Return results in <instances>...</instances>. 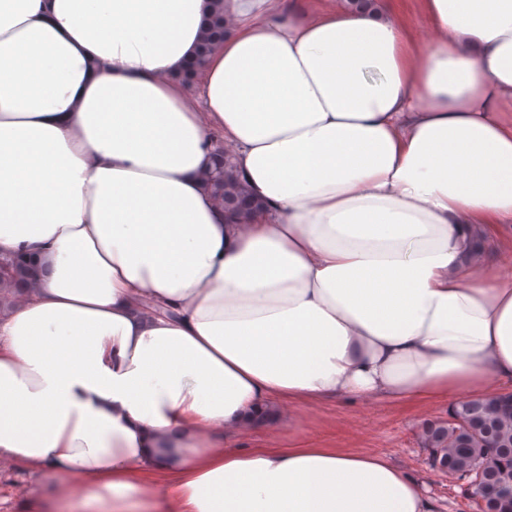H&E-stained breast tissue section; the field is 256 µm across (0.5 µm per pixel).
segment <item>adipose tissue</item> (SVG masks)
Returning <instances> with one entry per match:
<instances>
[{"mask_svg":"<svg viewBox=\"0 0 512 512\" xmlns=\"http://www.w3.org/2000/svg\"><path fill=\"white\" fill-rule=\"evenodd\" d=\"M508 105L512 0H0V253L43 267L0 318V461L50 478L33 512H438L381 456L231 437L512 388V269L472 247H512ZM215 195L229 217H245L258 207V202L226 172L224 177L218 176L215 181Z\"/></svg>","mask_w":512,"mask_h":512,"instance_id":"adipose-tissue-1","label":"adipose tissue"}]
</instances>
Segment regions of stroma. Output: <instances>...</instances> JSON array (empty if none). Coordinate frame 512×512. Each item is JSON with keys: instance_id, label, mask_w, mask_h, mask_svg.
I'll list each match as a JSON object with an SVG mask.
<instances>
[{"instance_id": "stroma-1", "label": "stroma", "mask_w": 512, "mask_h": 512, "mask_svg": "<svg viewBox=\"0 0 512 512\" xmlns=\"http://www.w3.org/2000/svg\"><path fill=\"white\" fill-rule=\"evenodd\" d=\"M448 418V404L438 400L418 407L367 399L355 403L328 400L295 412L270 430L234 436L245 448H282L299 443L373 453L394 462L422 482L446 512H477L464 483L433 469L419 440L428 422ZM44 476L21 464L0 465V512H27Z\"/></svg>"}]
</instances>
